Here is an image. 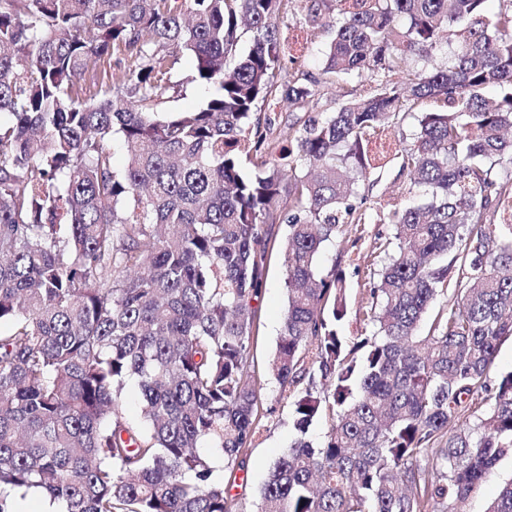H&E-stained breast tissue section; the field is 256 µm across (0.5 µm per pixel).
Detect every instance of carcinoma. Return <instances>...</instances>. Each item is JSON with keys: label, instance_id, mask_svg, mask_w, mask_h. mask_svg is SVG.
Segmentation results:
<instances>
[{"label": "carcinoma", "instance_id": "cac0c4a2", "mask_svg": "<svg viewBox=\"0 0 512 512\" xmlns=\"http://www.w3.org/2000/svg\"><path fill=\"white\" fill-rule=\"evenodd\" d=\"M285 2L0 0V512L32 489L64 512H239L210 456L244 469L256 430L276 222L270 371L294 436L252 512H463L512 456V371L493 372L512 337V0H300L334 33L319 80L286 72ZM184 57L218 92L162 112ZM347 76L362 92L273 155L258 104L315 111ZM389 158L425 203L362 193ZM372 213L388 262L347 350V273L319 257ZM132 380L144 427L121 411ZM487 512H512V478Z\"/></svg>", "mask_w": 512, "mask_h": 512}]
</instances>
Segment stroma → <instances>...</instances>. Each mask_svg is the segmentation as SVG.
<instances>
[{
  "mask_svg": "<svg viewBox=\"0 0 512 512\" xmlns=\"http://www.w3.org/2000/svg\"><path fill=\"white\" fill-rule=\"evenodd\" d=\"M281 28L285 36L297 39L300 48L299 58L292 66L293 71L319 76L322 52L330 40L329 33L309 26L301 19L299 8L295 5L286 11L281 20ZM369 181L373 195H399L410 205L423 200L421 191L410 190L409 177L400 172L397 161H385L381 168L371 173ZM388 232V225L375 221L363 225L358 232L351 231L346 226L341 227L335 240L328 243L320 254L321 270H329L334 262H345L357 255L365 257L369 268H381L387 258L375 252L374 241L378 235ZM369 288L370 280L366 272L348 273V312L338 328V334L344 343H352L357 337L368 335L370 331L362 315L370 300ZM286 305L282 257L276 251L270 258L266 285L258 303L256 328L251 338L255 369L265 390L257 405L256 433L245 452L247 479L235 489L242 512H251L270 468L287 449L293 437L291 402L281 396L278 383L269 373V363L281 336Z\"/></svg>",
  "mask_w": 512,
  "mask_h": 512,
  "instance_id": "stroma-1",
  "label": "stroma"
}]
</instances>
